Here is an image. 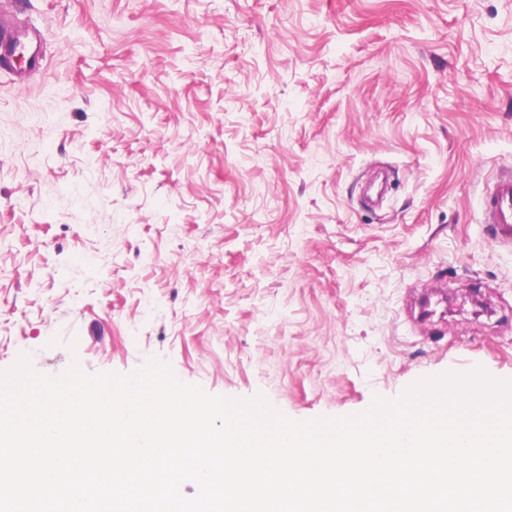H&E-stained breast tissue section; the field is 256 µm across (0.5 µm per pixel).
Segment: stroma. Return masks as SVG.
<instances>
[{
  "label": "stroma",
  "mask_w": 512,
  "mask_h": 512,
  "mask_svg": "<svg viewBox=\"0 0 512 512\" xmlns=\"http://www.w3.org/2000/svg\"><path fill=\"white\" fill-rule=\"evenodd\" d=\"M0 369L147 360L295 420L512 380V0H12ZM420 288L444 317L414 320ZM26 30L0 28V67L19 60L24 70H39L43 61L40 46ZM482 223L495 243L512 244V177L487 184L482 202Z\"/></svg>",
  "instance_id": "stroma-1"
}]
</instances>
